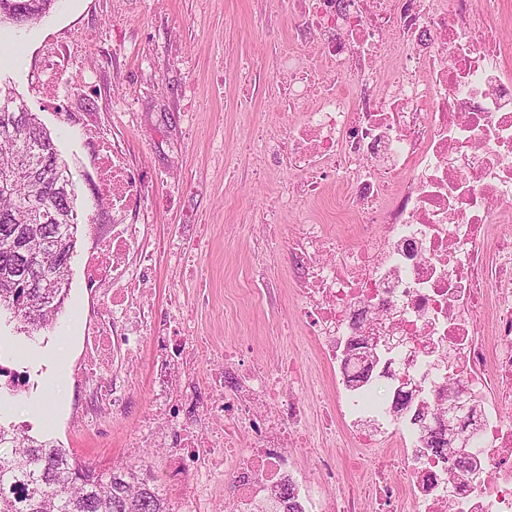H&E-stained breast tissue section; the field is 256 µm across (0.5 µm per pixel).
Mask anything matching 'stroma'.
<instances>
[{"instance_id":"35a3bbf8","label":"stroma","mask_w":512,"mask_h":512,"mask_svg":"<svg viewBox=\"0 0 512 512\" xmlns=\"http://www.w3.org/2000/svg\"><path fill=\"white\" fill-rule=\"evenodd\" d=\"M288 8L264 0H56L40 22L0 24V82L11 84L50 131L67 160L84 211L71 261L70 291L54 325L34 336L0 322V420L50 439L81 460L110 468L126 460V444L147 405L150 356L133 361L136 383L125 413L92 430L77 424L83 393L84 326L101 296L86 260L112 230L102 221L98 142L119 143L149 193L138 220L151 238L182 243L185 225L209 241L199 255L201 281L180 278L168 262L155 270L150 305L167 318L178 304L198 335L249 345L255 358L285 353L318 362L301 327L291 322L296 285L284 254L258 234L278 194L282 172L254 173L243 160L244 131L280 126L281 97L262 69L294 37ZM64 49V89L49 101L39 76L49 48ZM239 158L225 174V156ZM337 185L322 198H300L281 225L320 224L354 240L350 216L336 205ZM26 379L13 389L11 374Z\"/></svg>"}]
</instances>
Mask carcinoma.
Instances as JSON below:
<instances>
[{
	"label": "carcinoma",
	"instance_id": "obj_1",
	"mask_svg": "<svg viewBox=\"0 0 512 512\" xmlns=\"http://www.w3.org/2000/svg\"><path fill=\"white\" fill-rule=\"evenodd\" d=\"M56 0H0V19L30 25ZM0 313L33 336L68 298L78 226L73 174L26 101L0 85ZM0 512H171L135 469H99L69 449L0 422Z\"/></svg>",
	"mask_w": 512,
	"mask_h": 512
}]
</instances>
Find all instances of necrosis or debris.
<instances>
[{
  "mask_svg": "<svg viewBox=\"0 0 512 512\" xmlns=\"http://www.w3.org/2000/svg\"><path fill=\"white\" fill-rule=\"evenodd\" d=\"M313 52L287 44L272 66L288 80L290 119L257 151L290 175L277 210L324 181L347 188L355 242L301 224L272 234L297 279L296 317L329 377L324 430L340 431L360 481L344 480L342 455L315 453L312 499L294 479L308 447V410L321 384L295 357L268 366L246 346L216 349L189 322L155 323L144 304L159 259L180 275L198 267L159 241L138 265L127 256L140 227L113 222L87 260L104 285L88 327L84 415L126 406L118 359L152 352L149 403L129 463L166 449L189 491L173 512H512V70L495 26L472 18L470 0H296ZM349 78L319 90L322 68ZM113 214L139 208L145 183L115 144L99 149ZM402 345L382 349L384 337ZM378 348L370 370L364 351ZM221 357L205 384L202 357ZM477 407L464 448H434L432 431L454 395ZM231 490L217 503L218 484Z\"/></svg>",
  "mask_w": 512,
  "mask_h": 512,
  "instance_id": "1",
  "label": "necrosis or debris"
}]
</instances>
